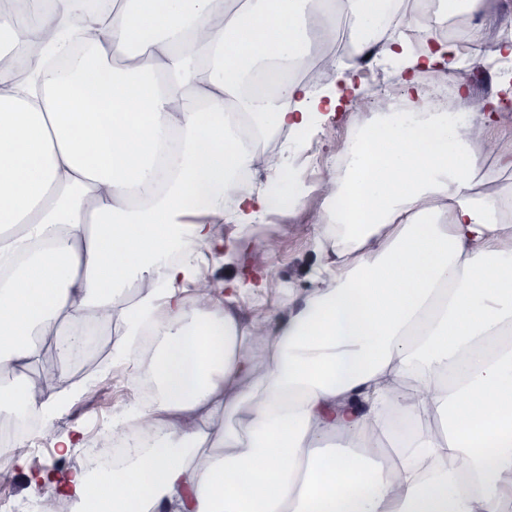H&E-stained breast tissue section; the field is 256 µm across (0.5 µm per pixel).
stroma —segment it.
<instances>
[{"label": "stroma", "instance_id": "1", "mask_svg": "<svg viewBox=\"0 0 512 512\" xmlns=\"http://www.w3.org/2000/svg\"><path fill=\"white\" fill-rule=\"evenodd\" d=\"M362 94L360 110L347 109L329 118L308 141H296L278 129L257 141L258 154L273 148L287 157L289 165L298 173L300 199L285 209L267 207L262 219L249 224L216 225L215 235L224 243L223 257L208 258L205 267L215 284L236 282L245 272L260 273L267 279L265 289L248 290L234 303L232 311L239 321L249 322L262 309L288 315L308 293L313 275L327 254L319 245L324 228L318 221L325 202L322 194L312 189L314 181L309 169L316 165L326 175H335V160L344 141L352 130L371 123L377 99L405 96L399 63L375 58ZM487 141L481 188L497 196L511 195L512 168H503L499 156L512 151V126L488 134ZM114 335V329L103 328L89 356L60 365L71 384L96 371H107L108 376L92 392L73 398L62 414L29 424L24 441L28 459L58 465L63 471L74 468L81 459L80 449L62 454L58 438L75 426L82 428L84 439L102 436L113 418L123 414L128 404L129 376L124 367L111 363Z\"/></svg>", "mask_w": 512, "mask_h": 512}]
</instances>
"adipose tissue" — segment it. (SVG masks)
<instances>
[{
    "label": "adipose tissue",
    "mask_w": 512,
    "mask_h": 512,
    "mask_svg": "<svg viewBox=\"0 0 512 512\" xmlns=\"http://www.w3.org/2000/svg\"><path fill=\"white\" fill-rule=\"evenodd\" d=\"M26 0L0 8V414L62 412V372L30 374L39 345L59 359L86 310L123 333L112 359L135 363L159 336L158 394L113 420L118 440L154 435L105 475L71 470L44 495L79 512H502L512 499V225L479 189L483 138L512 120V81L478 110L430 112L384 101L354 130L329 179L338 227L329 267L277 324L240 323L235 293L203 285L193 242L214 225L248 224L266 207L237 171L262 167L283 201L286 158L257 156L268 125L316 133L364 85L338 56L311 55L312 29L336 31L323 0ZM348 43H377L404 85L444 81L457 48L402 25L417 0H344ZM85 11L95 35L69 42ZM42 57L25 78L20 48ZM310 57L333 71L315 90L284 76ZM144 287L125 296L130 277ZM269 354L257 368L258 346ZM262 398H254L255 386ZM413 418L404 436L389 416ZM238 417L245 435L226 426ZM452 417L451 428L438 419ZM336 445H328L329 437ZM222 452L201 463L199 447ZM387 440L389 464L368 453Z\"/></svg>",
    "instance_id": "adipose-tissue-1"
}]
</instances>
